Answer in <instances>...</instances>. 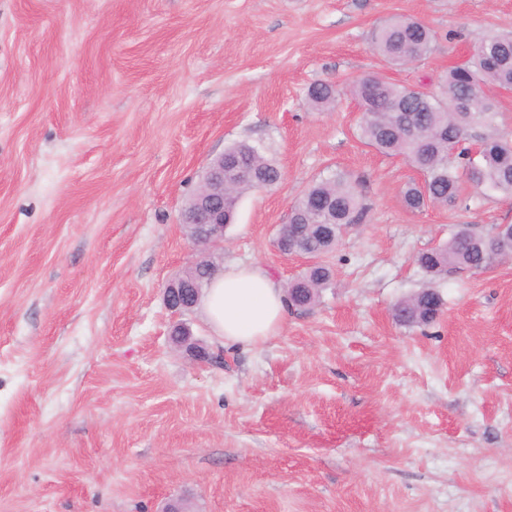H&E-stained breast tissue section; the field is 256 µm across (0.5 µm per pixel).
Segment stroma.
<instances>
[{
    "label": "stroma",
    "instance_id": "35a3bbf8",
    "mask_svg": "<svg viewBox=\"0 0 512 512\" xmlns=\"http://www.w3.org/2000/svg\"><path fill=\"white\" fill-rule=\"evenodd\" d=\"M437 35L394 71L437 85L512 0H0V512H512V262L428 279L414 256L512 200L408 211L417 172L355 134L349 79L390 70L370 34ZM335 85V106L305 94ZM259 147L280 183L244 194L217 268L304 271L277 230L317 179L369 207L325 255L336 277L253 349L201 365L164 288L197 256L182 211L209 162ZM434 285L428 325L392 317ZM436 32L426 23L394 16L375 27L372 50L393 65H406L427 58L433 51ZM309 106L315 111H324L336 101V90L330 83H315L308 88ZM171 336H179L177 341H172L177 347H185L189 354L200 361L209 358V352L197 343L189 342L192 332L190 327L183 321H176L173 325ZM207 351V352H206Z\"/></svg>",
    "mask_w": 512,
    "mask_h": 512
}]
</instances>
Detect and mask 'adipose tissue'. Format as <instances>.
<instances>
[{"label":"adipose tissue","instance_id":"adipose-tissue-1","mask_svg":"<svg viewBox=\"0 0 512 512\" xmlns=\"http://www.w3.org/2000/svg\"><path fill=\"white\" fill-rule=\"evenodd\" d=\"M201 307L217 340L255 347L282 332L288 301L265 267L233 265L208 285Z\"/></svg>","mask_w":512,"mask_h":512}]
</instances>
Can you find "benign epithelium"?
<instances>
[{"instance_id": "1", "label": "benign epithelium", "mask_w": 512, "mask_h": 512, "mask_svg": "<svg viewBox=\"0 0 512 512\" xmlns=\"http://www.w3.org/2000/svg\"><path fill=\"white\" fill-rule=\"evenodd\" d=\"M230 187L224 179V156L213 159L205 173V186L197 195L196 201L186 206L182 214V223L192 229V246L222 247L224 243V195ZM196 289L193 279L183 275L169 281L164 289V301L168 309L181 316L191 311L194 305L186 303L181 298L185 289ZM171 335L178 337L175 345L186 348L189 354L200 361L209 358V353L196 344L190 342L192 332L183 321L173 325Z\"/></svg>"}]
</instances>
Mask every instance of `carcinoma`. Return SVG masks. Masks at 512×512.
I'll use <instances>...</instances> for the list:
<instances>
[{
    "label": "carcinoma",
    "mask_w": 512,
    "mask_h": 512,
    "mask_svg": "<svg viewBox=\"0 0 512 512\" xmlns=\"http://www.w3.org/2000/svg\"><path fill=\"white\" fill-rule=\"evenodd\" d=\"M435 42L436 32L429 25L403 16L385 20L371 35L372 50L393 65L427 58ZM509 87L512 32L487 37L466 60L449 67L434 97L381 73L347 83L360 109V140L403 159L422 175V183L411 182L402 190V202L413 212L456 206L467 183L484 195L512 198V136L498 132L496 100L486 94ZM307 98L313 110L324 111L335 103L336 90L330 83H315ZM229 161L238 164L241 175L224 197L226 223L233 221L239 199L257 188V181L271 187L281 179L275 163L246 142L224 151V162ZM365 213L362 198L339 172L313 182L295 200L278 237L295 242V252L319 262L288 284L293 289L292 306L312 307L333 285L334 271L320 258L336 248L343 229L360 223ZM506 233L504 228L478 235L471 226L459 224L448 241L418 253L415 263L432 278L450 267L485 272L500 262L498 245ZM442 305L441 296L428 286L397 304L394 318L404 325H428Z\"/></svg>",
    "instance_id": "1"
}]
</instances>
